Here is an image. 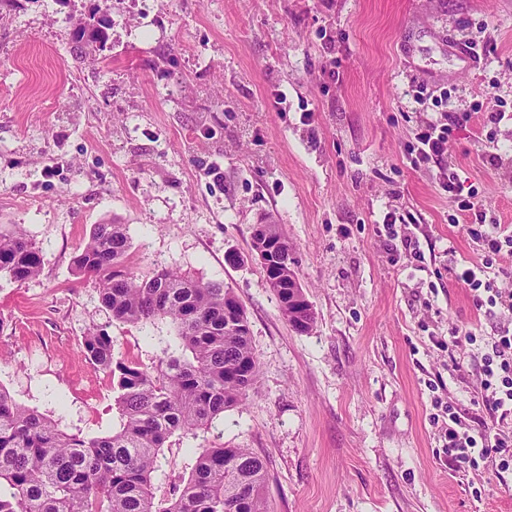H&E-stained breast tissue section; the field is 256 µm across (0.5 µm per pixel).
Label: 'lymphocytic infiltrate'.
I'll use <instances>...</instances> for the list:
<instances>
[{
  "label": "lymphocytic infiltrate",
  "instance_id": "lymphocytic-infiltrate-1",
  "mask_svg": "<svg viewBox=\"0 0 512 512\" xmlns=\"http://www.w3.org/2000/svg\"><path fill=\"white\" fill-rule=\"evenodd\" d=\"M449 134L448 124L425 120L412 148L413 165L442 164ZM457 207L461 217L468 220L464 230L477 244L480 258L461 268L454 249H445L448 272L467 286L477 310L500 317L504 324L480 353V395L476 403L491 414L492 425L471 427L448 408L441 432L457 467L476 470L489 462L502 474L512 471V292L496 288L490 274L503 255L512 256V227L488 219L486 209L472 199L459 200Z\"/></svg>",
  "mask_w": 512,
  "mask_h": 512
}]
</instances>
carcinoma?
<instances>
[{
  "label": "carcinoma",
  "instance_id": "carcinoma-1",
  "mask_svg": "<svg viewBox=\"0 0 512 512\" xmlns=\"http://www.w3.org/2000/svg\"><path fill=\"white\" fill-rule=\"evenodd\" d=\"M106 19L74 30L102 42ZM252 235L256 253L277 245L280 280L298 281L293 247L275 224ZM131 240L124 224H96L73 257L92 279L112 321L136 326L168 322L178 347L153 372L113 354L107 328L88 331L81 347L112 383L119 428L103 436L70 433L16 402L0 386V512H268L266 462L249 448H207L187 480L156 497L153 474L177 431L197 436L236 406L259 377L248 318L231 289L157 266L145 275L126 266ZM43 255L21 226L0 229V279L22 284L43 269ZM287 322L313 328L315 312L271 285Z\"/></svg>",
  "mask_w": 512,
  "mask_h": 512
}]
</instances>
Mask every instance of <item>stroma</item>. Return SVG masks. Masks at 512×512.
Masks as SVG:
<instances>
[{
	"instance_id": "35a3bbf8",
	"label": "stroma",
	"mask_w": 512,
	"mask_h": 512,
	"mask_svg": "<svg viewBox=\"0 0 512 512\" xmlns=\"http://www.w3.org/2000/svg\"><path fill=\"white\" fill-rule=\"evenodd\" d=\"M103 7L107 41H74ZM479 38L484 54L462 58ZM488 91L512 113V0H7L0 225H22L44 265L0 280V385L66 431L102 436L119 419L81 349L87 330L108 325L115 358L151 370L175 343L168 323L112 322L74 274L92 226L111 219L134 272L232 288L260 365L211 428L168 440L157 496L221 445L268 459L269 512H512V473L456 467L433 421L449 398L491 422L470 403L476 373L450 374L435 341L467 326L490 336L499 320L450 277L447 246L465 259L477 246L453 225L456 197L407 154L431 113H471L449 135L448 169L512 225V123H490ZM390 210L420 259L395 258L377 233ZM264 221L293 246L310 333L284 320L251 254Z\"/></svg>"
}]
</instances>
